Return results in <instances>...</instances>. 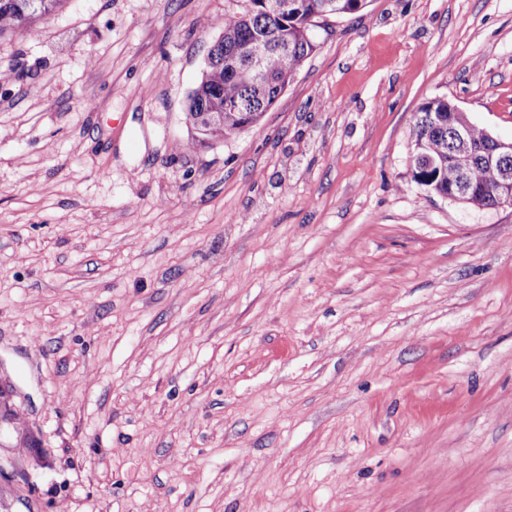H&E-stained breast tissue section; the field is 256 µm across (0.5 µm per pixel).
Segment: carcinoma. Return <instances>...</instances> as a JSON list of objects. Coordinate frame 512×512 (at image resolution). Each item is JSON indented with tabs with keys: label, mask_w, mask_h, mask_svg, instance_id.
Masks as SVG:
<instances>
[{
	"label": "carcinoma",
	"mask_w": 512,
	"mask_h": 512,
	"mask_svg": "<svg viewBox=\"0 0 512 512\" xmlns=\"http://www.w3.org/2000/svg\"><path fill=\"white\" fill-rule=\"evenodd\" d=\"M63 0H0V35L5 32L31 36L37 25L61 5ZM242 11H224V35L208 51L200 80L188 93L186 123L194 130L191 144L226 138L239 133L240 120L234 115L238 103L250 112H266L280 92L289 85L301 63L317 48L312 38L314 20L327 11L325 0H294L288 13H274L265 0H245ZM335 16L363 10L367 0H335ZM261 39L273 43L263 61L264 77L260 82L246 81L236 74L245 58L242 48ZM457 105L446 97L425 101L419 108L411 131L414 160L428 156L432 167H414L417 181L436 194L448 192L461 175L483 191L475 204L494 207L499 203V171L479 158L456 156L450 113ZM224 113V128L203 125L202 114Z\"/></svg>",
	"instance_id": "obj_1"
}]
</instances>
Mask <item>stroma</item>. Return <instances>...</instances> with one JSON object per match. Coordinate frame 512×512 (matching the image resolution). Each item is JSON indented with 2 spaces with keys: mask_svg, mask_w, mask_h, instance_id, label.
I'll use <instances>...</instances> for the list:
<instances>
[{
  "mask_svg": "<svg viewBox=\"0 0 512 512\" xmlns=\"http://www.w3.org/2000/svg\"><path fill=\"white\" fill-rule=\"evenodd\" d=\"M235 6L0 37V512H512V207L410 137L445 96L512 139V0H369L194 146Z\"/></svg>",
  "mask_w": 512,
  "mask_h": 512,
  "instance_id": "obj_1",
  "label": "stroma"
}]
</instances>
